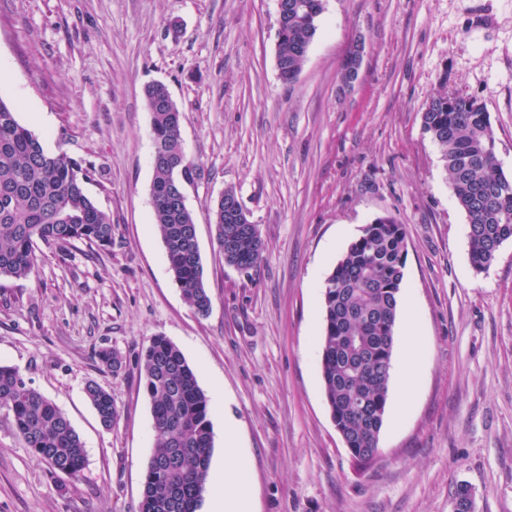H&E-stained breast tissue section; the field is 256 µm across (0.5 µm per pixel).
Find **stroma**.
Listing matches in <instances>:
<instances>
[{"label":"stroma","instance_id":"obj_1","mask_svg":"<svg viewBox=\"0 0 512 512\" xmlns=\"http://www.w3.org/2000/svg\"><path fill=\"white\" fill-rule=\"evenodd\" d=\"M277 0H0V100L45 150L90 161L86 189L112 246L39 245L0 277V363L55 404L86 454L79 478L25 447L0 408V512H139L154 451L139 357L163 335L212 404V466L232 420L253 512H512V241L484 271L437 144L422 127L440 91L476 98L512 177V0H324L303 68L276 64ZM362 49L357 80L342 63ZM181 112L185 186L211 298L185 300L153 219L147 83ZM238 195L264 243L225 264L212 209ZM405 224L407 261L377 462L356 469L320 375L323 290L365 224ZM414 342L420 367L402 365ZM109 348L119 374L102 368ZM111 390L103 428L85 394Z\"/></svg>","mask_w":512,"mask_h":512}]
</instances>
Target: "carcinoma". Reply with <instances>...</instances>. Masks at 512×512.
Instances as JSON below:
<instances>
[{
  "label": "carcinoma",
  "instance_id": "carcinoma-1",
  "mask_svg": "<svg viewBox=\"0 0 512 512\" xmlns=\"http://www.w3.org/2000/svg\"><path fill=\"white\" fill-rule=\"evenodd\" d=\"M285 4L288 33L276 43V59L280 79L291 84L302 70L324 6L323 0ZM144 99L155 149L154 221L173 280L195 312L205 316L211 300L204 285L195 216L187 204L176 201L180 182L190 181L196 167L187 162L180 111L167 87L147 85ZM421 119L423 130L441 149L449 185L468 218L471 263L482 271L501 246L512 241V179L497 161L490 116L477 100L443 92L425 104ZM92 176V165L64 153H47L0 100V276H28L36 264L39 241L112 246V218L85 189ZM212 223L227 265L244 273L257 266L263 242L247 213L234 216L219 201ZM406 259L405 225L393 216H379L347 246L323 291L321 381L336 428L360 465L378 447L387 412ZM98 357L111 373L122 369L115 352L103 349ZM139 370L155 433L140 512H197L210 481V400L182 352L164 336L151 338ZM85 392L101 425L112 428L118 419L112 392L94 382ZM0 407L11 413L17 433L34 455L56 472L71 478L80 475L85 450L79 435L57 406L26 383L16 366L0 364Z\"/></svg>",
  "mask_w": 512,
  "mask_h": 512
}]
</instances>
